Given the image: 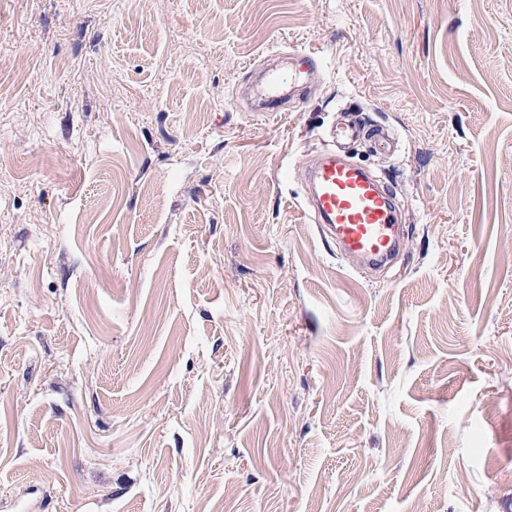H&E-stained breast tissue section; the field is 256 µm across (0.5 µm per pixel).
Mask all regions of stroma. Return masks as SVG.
<instances>
[{
  "mask_svg": "<svg viewBox=\"0 0 512 512\" xmlns=\"http://www.w3.org/2000/svg\"><path fill=\"white\" fill-rule=\"evenodd\" d=\"M0 512H512V0H0ZM360 132L354 121L336 125L333 148L323 150L308 171V199L315 222L324 224L341 254L380 267L397 253L401 227L383 181L340 150L342 141Z\"/></svg>",
  "mask_w": 512,
  "mask_h": 512,
  "instance_id": "stroma-1",
  "label": "stroma"
}]
</instances>
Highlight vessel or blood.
Segmentation results:
<instances>
[{
  "label": "vessel or blood",
  "instance_id": "vessel-or-blood-1",
  "mask_svg": "<svg viewBox=\"0 0 512 512\" xmlns=\"http://www.w3.org/2000/svg\"><path fill=\"white\" fill-rule=\"evenodd\" d=\"M359 124H338L331 148L321 152L307 174L309 204L316 223L325 226L340 253L379 267L399 249L401 227L383 181L349 161L342 141L357 137Z\"/></svg>",
  "mask_w": 512,
  "mask_h": 512
}]
</instances>
